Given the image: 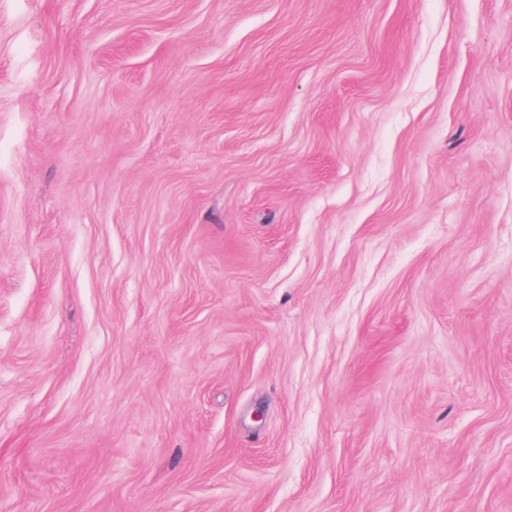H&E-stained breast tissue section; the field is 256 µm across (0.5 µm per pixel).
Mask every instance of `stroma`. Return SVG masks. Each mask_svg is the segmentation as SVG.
Returning <instances> with one entry per match:
<instances>
[{
  "label": "stroma",
  "mask_w": 512,
  "mask_h": 512,
  "mask_svg": "<svg viewBox=\"0 0 512 512\" xmlns=\"http://www.w3.org/2000/svg\"><path fill=\"white\" fill-rule=\"evenodd\" d=\"M0 512H512V0H0Z\"/></svg>",
  "instance_id": "obj_1"
}]
</instances>
